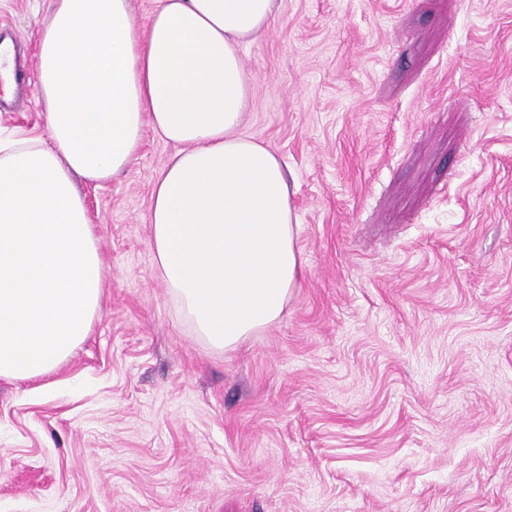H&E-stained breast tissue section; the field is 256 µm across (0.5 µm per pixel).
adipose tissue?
Here are the masks:
<instances>
[{
    "label": "adipose tissue",
    "instance_id": "obj_1",
    "mask_svg": "<svg viewBox=\"0 0 512 512\" xmlns=\"http://www.w3.org/2000/svg\"><path fill=\"white\" fill-rule=\"evenodd\" d=\"M278 0H50L35 72L47 134L0 140V379L59 366L89 335L104 268L76 178L103 183L145 129L178 145L149 211L156 268L196 335L235 347L280 321L303 258L278 155L241 133L240 49Z\"/></svg>",
    "mask_w": 512,
    "mask_h": 512
}]
</instances>
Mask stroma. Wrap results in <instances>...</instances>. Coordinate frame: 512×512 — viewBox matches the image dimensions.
<instances>
[{
  "label": "stroma",
  "mask_w": 512,
  "mask_h": 512,
  "mask_svg": "<svg viewBox=\"0 0 512 512\" xmlns=\"http://www.w3.org/2000/svg\"><path fill=\"white\" fill-rule=\"evenodd\" d=\"M50 0H0L36 54ZM242 132L286 166L282 319L196 336L148 213L177 145L83 183L92 331L0 381V512H512V0H282L243 46ZM36 89L0 132L45 131Z\"/></svg>",
  "instance_id": "35a3bbf8"
}]
</instances>
